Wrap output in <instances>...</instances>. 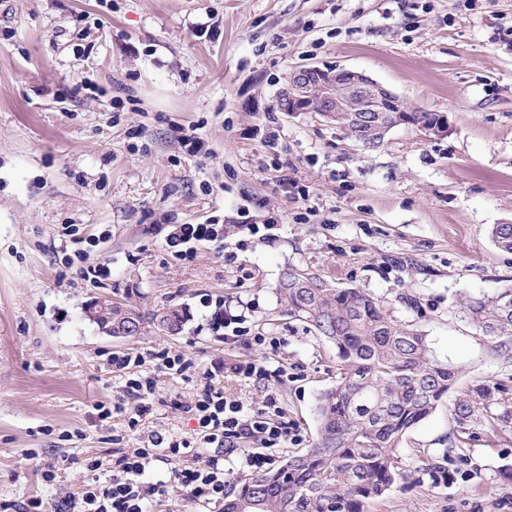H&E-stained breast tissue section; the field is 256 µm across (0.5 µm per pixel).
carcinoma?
<instances>
[{"label": "carcinoma", "mask_w": 512, "mask_h": 512, "mask_svg": "<svg viewBox=\"0 0 512 512\" xmlns=\"http://www.w3.org/2000/svg\"><path fill=\"white\" fill-rule=\"evenodd\" d=\"M491 236L499 249L512 251V224L494 225ZM278 292L291 314L336 346L345 372L317 400L310 448L241 480L224 498L223 512H364L393 485L404 437L437 409L458 372L431 359L420 330L397 323L357 288H338L307 268L288 266ZM112 314L132 325L130 336L141 332L145 314L138 308L119 304ZM465 317L493 356L512 360V287L468 300ZM151 320L163 330H180L184 315L163 308ZM487 394L483 388L455 400L458 432H465Z\"/></svg>", "instance_id": "1"}]
</instances>
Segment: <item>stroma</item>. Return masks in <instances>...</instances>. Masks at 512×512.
<instances>
[{
    "label": "stroma",
    "mask_w": 512,
    "mask_h": 512,
    "mask_svg": "<svg viewBox=\"0 0 512 512\" xmlns=\"http://www.w3.org/2000/svg\"><path fill=\"white\" fill-rule=\"evenodd\" d=\"M336 65L446 115V131L400 125L368 150L317 113L280 110L295 69ZM195 123L209 154L178 141ZM276 214L273 237L237 228ZM209 222L223 239L187 259L167 249L171 225ZM496 224H512V0H0V501L77 492L113 432L126 448L194 436L182 407L216 365L226 396L256 408L275 398L298 433L271 449L275 463L309 448L317 399L343 364L281 304L291 264L418 327L458 370L456 392L490 391L457 446L452 400L412 429L403 479L366 512H512V361L490 355L463 313L466 299L512 287ZM69 225L83 238L109 231L82 264H108L107 277L66 264ZM98 299L147 314L174 304L187 321L174 336L148 321L117 339L84 316ZM225 301L240 335L215 323ZM116 353L142 357L155 379L133 429L123 414L94 420L97 403L123 396ZM164 353L192 369L161 371ZM249 359L270 375L236 376ZM59 456L45 483L41 461Z\"/></svg>",
    "instance_id": "obj_1"
}]
</instances>
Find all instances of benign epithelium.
<instances>
[{
    "instance_id": "1",
    "label": "benign epithelium",
    "mask_w": 512,
    "mask_h": 512,
    "mask_svg": "<svg viewBox=\"0 0 512 512\" xmlns=\"http://www.w3.org/2000/svg\"><path fill=\"white\" fill-rule=\"evenodd\" d=\"M280 104L284 112H317L328 122L345 118L367 128L368 135L381 142L411 113L382 83L363 72L339 67L295 70L281 91ZM86 316L103 333L112 335V302L90 304Z\"/></svg>"
}]
</instances>
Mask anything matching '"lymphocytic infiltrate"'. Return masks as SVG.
<instances>
[{"instance_id": "obj_1", "label": "lymphocytic infiltrate", "mask_w": 512, "mask_h": 512, "mask_svg": "<svg viewBox=\"0 0 512 512\" xmlns=\"http://www.w3.org/2000/svg\"><path fill=\"white\" fill-rule=\"evenodd\" d=\"M224 235L220 224H176L165 238L167 248L177 256H189L195 243L214 241ZM141 359L127 355L112 358V368L127 372L125 392L136 402L129 427H136L150 411L153 394L151 378L136 374ZM223 367L202 373L200 396L188 406L197 421L195 440L181 436L152 435L147 446L119 448L108 457L88 458L91 474L80 494L46 502L36 497L24 503L1 504L0 512H148L152 504L180 492L193 502L220 505L224 502V457L238 453L247 465L262 470L271 465L270 449L286 447L293 434L286 424L276 422L274 398L263 407L252 408L227 397L220 384ZM179 460L181 466L169 480L152 479L155 462Z\"/></svg>"}]
</instances>
